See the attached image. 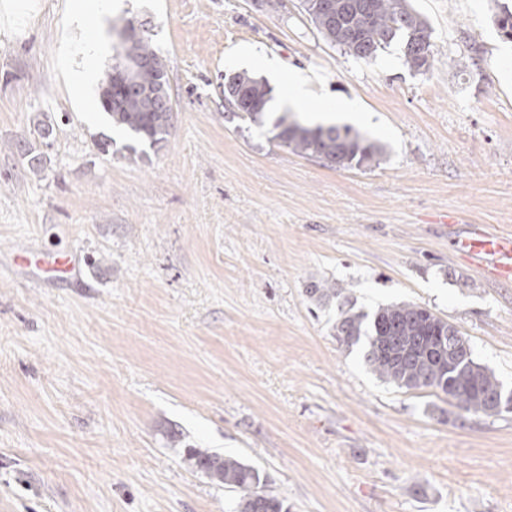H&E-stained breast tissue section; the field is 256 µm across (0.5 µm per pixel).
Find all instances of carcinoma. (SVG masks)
I'll return each mask as SVG.
<instances>
[{
    "instance_id": "carcinoma-1",
    "label": "carcinoma",
    "mask_w": 512,
    "mask_h": 512,
    "mask_svg": "<svg viewBox=\"0 0 512 512\" xmlns=\"http://www.w3.org/2000/svg\"><path fill=\"white\" fill-rule=\"evenodd\" d=\"M302 9L317 31L330 45L356 60L370 63L396 39L403 41L404 65L425 73L433 65L431 29L411 6L410 0H302ZM493 23L501 37L512 41V6L497 3ZM112 65V104H102L112 127L124 136L116 139L101 134L99 151L106 155L138 154L141 145L162 148L171 134L170 113L152 112L141 94L148 88L168 83L162 57L152 40L129 37L114 46ZM138 63L134 83L119 76V68ZM242 119L263 122L271 102L272 89L264 81L236 73L224 84V96ZM272 139L292 152L315 157L336 170L369 168L378 162L384 148L349 126L305 127L284 112L272 124ZM317 304L327 306L340 300L333 336L347 349L361 346L365 364L384 381L406 390L429 389L434 394L452 397L465 414L495 415L503 409L472 392L479 383L485 393L504 389L502 382L487 367L478 363L472 347L455 357L440 354L437 347L450 336L463 334L430 309L413 303H395L369 313L343 296V289L313 283L306 289ZM192 468L210 480L239 493L230 512H288L285 500L265 491L268 476L238 457L187 450Z\"/></svg>"
}]
</instances>
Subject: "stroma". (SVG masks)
<instances>
[{
  "label": "stroma",
  "instance_id": "stroma-1",
  "mask_svg": "<svg viewBox=\"0 0 512 512\" xmlns=\"http://www.w3.org/2000/svg\"><path fill=\"white\" fill-rule=\"evenodd\" d=\"M31 3L0 23V512H229L235 492L190 448L262 469L291 512H512V411L462 417L382 381L337 343V305L306 293L426 307L512 387V279L453 247L512 233V42L493 0H412L423 74L398 40L369 64L329 45L300 0H112L82 23L97 79L115 24L145 22L174 107L164 146L134 159L99 152L105 114L72 103L67 0ZM239 49L319 78L305 125L354 100L362 118L332 122L381 143L379 164L331 169L241 120L226 76L283 86ZM21 245L76 255L82 278L35 284L10 264Z\"/></svg>",
  "mask_w": 512,
  "mask_h": 512
}]
</instances>
